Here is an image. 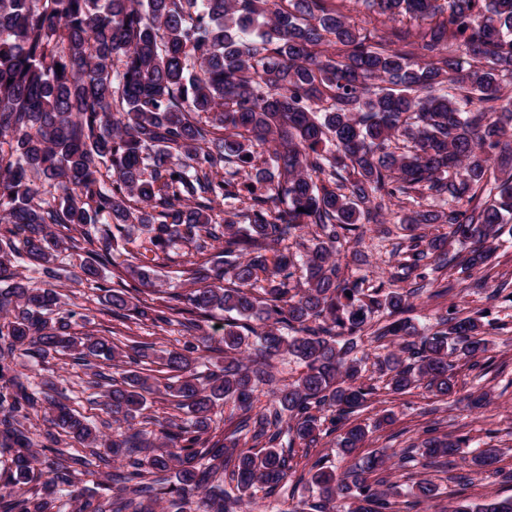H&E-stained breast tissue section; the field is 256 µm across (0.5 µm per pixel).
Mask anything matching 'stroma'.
I'll use <instances>...</instances> for the list:
<instances>
[{
  "label": "stroma",
  "mask_w": 512,
  "mask_h": 512,
  "mask_svg": "<svg viewBox=\"0 0 512 512\" xmlns=\"http://www.w3.org/2000/svg\"><path fill=\"white\" fill-rule=\"evenodd\" d=\"M390 240L377 237L375 225H367L366 231L356 245L370 261L365 269H358L350 251L341 254V265L348 275L366 272L368 282L378 285L382 273L388 272L396 258L393 246L402 242L405 232L400 225H392ZM455 307L462 315L477 311L486 312L487 322L493 326L491 344L481 363L482 371L469 368L468 364L457 366L459 391L455 400L436 401L424 388L418 387L403 395H390L383 390V379L376 366H368L364 380L377 387V398L381 408L389 411L390 420L381 424L375 411L362 413L368 426L366 440L356 453L342 454L336 446L335 435L324 436L308 456L299 458L297 478L290 481L285 492L272 496L270 503L274 512H288L299 501L310 496L306 481L313 461L322 458L327 465L342 472L351 468L359 459L371 452H391L411 443L420 442L427 428H436L438 434L467 437L471 449L494 445L502 450L500 465L512 469V301L505 296H493L491 288L454 290L445 296L421 299L413 318L422 332L434 331L437 317L448 307ZM415 477L433 479L439 487L437 498L420 502L409 495L403 484V473ZM463 482H448L444 473L425 467L423 458H415L405 468L392 465L385 472L388 483L399 486L400 512H451L461 502L483 503L512 496V485L477 468H463Z\"/></svg>",
  "instance_id": "1"
}]
</instances>
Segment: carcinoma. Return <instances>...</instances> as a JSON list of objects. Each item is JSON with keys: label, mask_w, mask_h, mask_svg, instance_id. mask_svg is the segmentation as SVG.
I'll return each mask as SVG.
<instances>
[{"label": "carcinoma", "mask_w": 512, "mask_h": 512, "mask_svg": "<svg viewBox=\"0 0 512 512\" xmlns=\"http://www.w3.org/2000/svg\"><path fill=\"white\" fill-rule=\"evenodd\" d=\"M347 2L422 25L375 38ZM507 78L512 0H0V512H255L254 489L284 488L293 449L308 453L322 426L344 430L346 454L364 443L352 418L372 403L367 334L396 346L378 361L391 393L454 397L457 362L480 367L490 345L482 316L450 308L424 333L408 313L456 242L470 243L452 257L458 273L486 285L512 220ZM424 197L448 209L393 210ZM393 219L409 235L387 282L346 277L339 248ZM68 249L84 258L64 277L55 261ZM174 254L187 287L154 288ZM118 255L123 278L106 287ZM65 278L96 284L116 321L178 327L182 347L78 330L88 315ZM217 314L218 338L204 329ZM282 354L306 371L251 413ZM61 356L125 429L105 433L111 422L55 380L34 381ZM153 395L186 417L146 414ZM230 400L242 415L217 439ZM40 411L51 429L36 441ZM436 432L341 475L315 462L307 512L345 499L349 512H396L395 486L370 478L415 451L512 484L499 449L468 457V439ZM450 512H512V497Z\"/></svg>", "instance_id": "cac0c4a2"}]
</instances>
